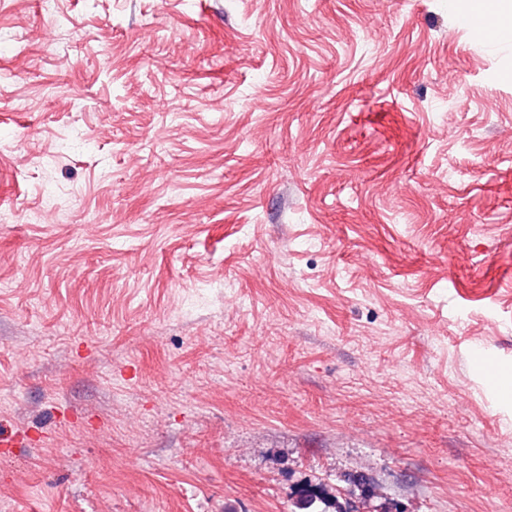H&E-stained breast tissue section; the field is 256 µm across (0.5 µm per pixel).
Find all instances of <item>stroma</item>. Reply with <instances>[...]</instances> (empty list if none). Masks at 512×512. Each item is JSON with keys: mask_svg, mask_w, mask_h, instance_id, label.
<instances>
[{"mask_svg": "<svg viewBox=\"0 0 512 512\" xmlns=\"http://www.w3.org/2000/svg\"><path fill=\"white\" fill-rule=\"evenodd\" d=\"M465 6L0 0V512H512V33ZM345 487L336 488L335 493H329L319 484L307 485L302 493L301 506L303 509H310V512H361L360 505L356 504L353 497L358 499V503L367 505L368 493L371 486L370 478L362 474H349L342 480ZM356 491H360L359 494ZM360 496V497H356Z\"/></svg>", "mask_w": 512, "mask_h": 512, "instance_id": "obj_1", "label": "stroma"}]
</instances>
